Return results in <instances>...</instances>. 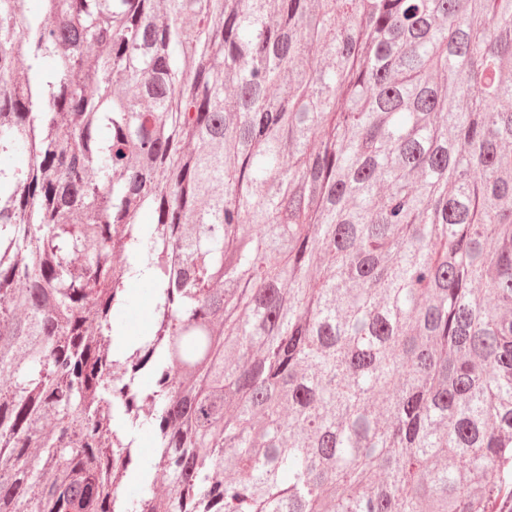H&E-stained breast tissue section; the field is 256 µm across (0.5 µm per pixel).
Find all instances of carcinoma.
<instances>
[{"label": "carcinoma", "mask_w": 512, "mask_h": 512, "mask_svg": "<svg viewBox=\"0 0 512 512\" xmlns=\"http://www.w3.org/2000/svg\"><path fill=\"white\" fill-rule=\"evenodd\" d=\"M19 150L0 512H512V0H0ZM127 303L113 314V326L125 336L145 337L153 329L152 292L146 280L132 279L127 284ZM117 335L112 342V356L131 350L135 342Z\"/></svg>", "instance_id": "1"}]
</instances>
